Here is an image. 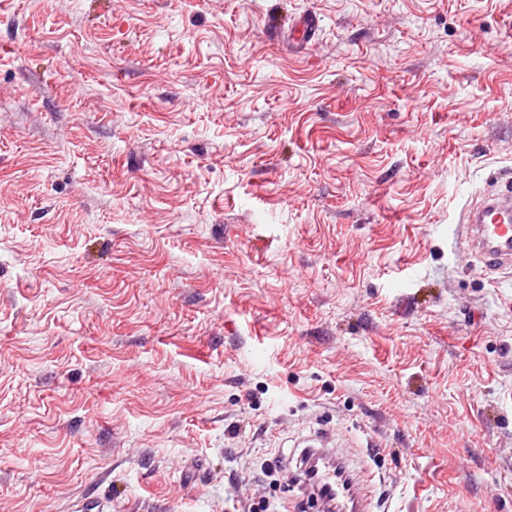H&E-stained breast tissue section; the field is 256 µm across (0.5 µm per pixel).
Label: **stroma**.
<instances>
[{
  "instance_id": "1",
  "label": "stroma",
  "mask_w": 512,
  "mask_h": 512,
  "mask_svg": "<svg viewBox=\"0 0 512 512\" xmlns=\"http://www.w3.org/2000/svg\"><path fill=\"white\" fill-rule=\"evenodd\" d=\"M499 174L512 0H0V512H512ZM456 234L464 236L490 273L512 268V181L496 178V190L463 211ZM315 481L323 493L322 497L325 499V502H332L333 504L336 502V509L325 510L350 512L349 506L352 501H354L357 511L367 510L366 505L352 494L351 484L353 477L350 480L344 481L343 478L337 475L334 467H319L315 475Z\"/></svg>"
}]
</instances>
